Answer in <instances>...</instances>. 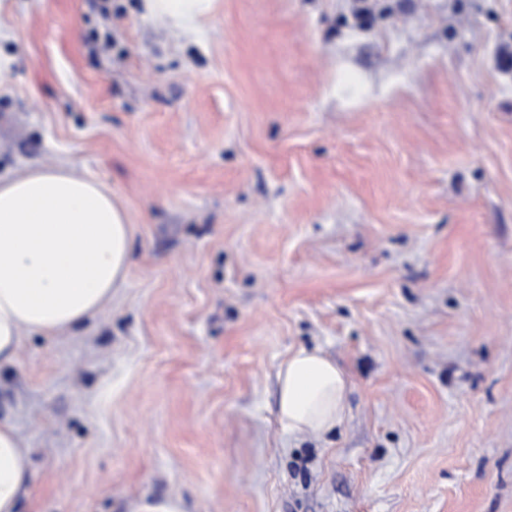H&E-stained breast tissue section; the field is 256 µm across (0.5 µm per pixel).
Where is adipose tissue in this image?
<instances>
[{
	"label": "adipose tissue",
	"mask_w": 512,
	"mask_h": 512,
	"mask_svg": "<svg viewBox=\"0 0 512 512\" xmlns=\"http://www.w3.org/2000/svg\"><path fill=\"white\" fill-rule=\"evenodd\" d=\"M214 0H142L145 17L186 34ZM130 217L111 190L65 168L0 178V364L23 332L56 335L91 318L124 283ZM278 422L288 434L323 435L347 414L349 379L320 349L301 347L278 367ZM30 461L0 423V512H17Z\"/></svg>",
	"instance_id": "obj_1"
}]
</instances>
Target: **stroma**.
Returning a JSON list of instances; mask_svg holds the SVG:
<instances>
[{
  "instance_id": "obj_1",
  "label": "stroma",
  "mask_w": 512,
  "mask_h": 512,
  "mask_svg": "<svg viewBox=\"0 0 512 512\" xmlns=\"http://www.w3.org/2000/svg\"><path fill=\"white\" fill-rule=\"evenodd\" d=\"M0 0V177L129 212L125 283L26 332L19 512H512V0ZM350 379L284 433L279 363ZM143 16L165 21L186 34L197 31L198 20L211 12L214 0H140ZM277 378L278 422L288 435H323L342 425L349 379L320 349L300 347L289 353Z\"/></svg>"
}]
</instances>
